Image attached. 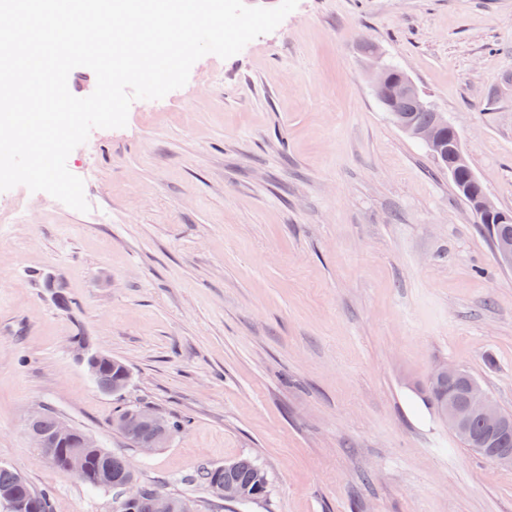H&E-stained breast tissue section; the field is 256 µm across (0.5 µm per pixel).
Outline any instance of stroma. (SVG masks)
<instances>
[{"instance_id": "35a3bbf8", "label": "stroma", "mask_w": 512, "mask_h": 512, "mask_svg": "<svg viewBox=\"0 0 512 512\" xmlns=\"http://www.w3.org/2000/svg\"><path fill=\"white\" fill-rule=\"evenodd\" d=\"M365 41L448 114L512 210V0H299L133 101L125 127L91 131L67 158L89 212L0 192V464L53 512H112L115 495L35 447L45 410L195 512H512V469L422 394L454 363L512 411V269L382 110ZM78 334L128 365L123 393L96 387ZM139 405L184 429L130 446L113 420ZM242 456L267 476L252 503L196 481Z\"/></svg>"}]
</instances>
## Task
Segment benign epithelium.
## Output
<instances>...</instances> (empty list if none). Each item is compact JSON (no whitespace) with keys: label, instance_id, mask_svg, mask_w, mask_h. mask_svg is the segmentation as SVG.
Masks as SVG:
<instances>
[{"label":"benign epithelium","instance_id":"benign-epithelium-1","mask_svg":"<svg viewBox=\"0 0 512 512\" xmlns=\"http://www.w3.org/2000/svg\"><path fill=\"white\" fill-rule=\"evenodd\" d=\"M369 72L377 99L389 109L392 122L406 135L422 142L433 153L448 161V176L458 182L459 190L468 198L467 205L473 216L483 224H511L512 211L499 208L486 192L475 194L473 185L478 181L471 169L461 136L455 133V128L448 120V113L434 111V118L428 126H418L410 119V113L398 110L399 100L407 97L418 108L429 106L422 93L405 72H400L398 78H393L387 65L382 61L377 51L369 55ZM498 262L512 268V238H502L496 248ZM440 418L448 426V431L460 437L467 431L473 420L484 423L489 432L494 433L505 427L501 407L496 399L480 384L474 383L468 387V394L462 401L450 400L441 410ZM123 422H139L145 425H156L154 433L137 445L143 452L166 446L172 434L160 425V416L150 407L128 409L122 415ZM28 433L38 448H53L57 444H65L74 436L71 425L61 420L55 430L47 434L41 430L38 417L29 420ZM485 447L475 448L476 454H484L492 458L493 463L500 467L512 468V454H499L492 448L486 447L488 441H483ZM99 447L98 442L89 435L80 439V446L70 449L68 472L76 477L84 473L88 458L87 448ZM128 477L119 486V500L136 502L147 495L146 488L136 478V470L127 466ZM151 512H193L189 501L177 499L168 494L155 493L151 496Z\"/></svg>","mask_w":512,"mask_h":512}]
</instances>
